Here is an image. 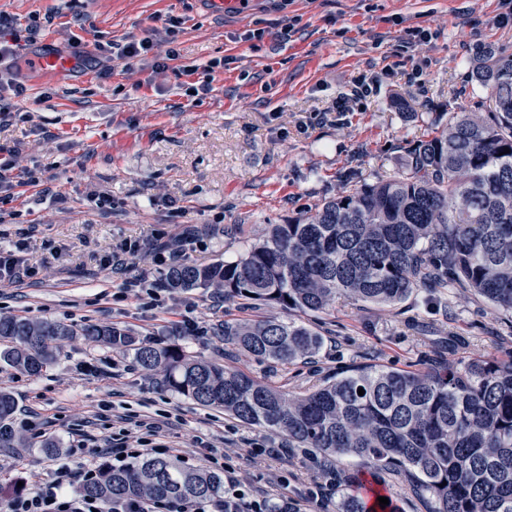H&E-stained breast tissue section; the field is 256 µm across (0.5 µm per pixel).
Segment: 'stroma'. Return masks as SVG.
<instances>
[{
    "instance_id": "35a3bbf8",
    "label": "stroma",
    "mask_w": 512,
    "mask_h": 512,
    "mask_svg": "<svg viewBox=\"0 0 512 512\" xmlns=\"http://www.w3.org/2000/svg\"><path fill=\"white\" fill-rule=\"evenodd\" d=\"M501 0H249L222 16L205 0H0L20 26L38 23L24 57L86 52L79 66L22 71L23 96L0 118V145L16 150L15 175L35 173L0 214V245L22 240L35 275L0 283V316L56 320L73 328L111 323L162 346L233 365L293 393L350 363L410 370L441 352L448 337L464 344L456 359L501 356L512 314L456 290L447 304L407 300L397 307L337 302L298 314L321 332L313 362L261 363L224 343V325L279 314L209 288L167 290L154 308L123 293V279L101 261L126 239L191 232L184 261L235 259L283 224L335 196L348 172L370 180L394 174L407 142L436 115L456 107L486 116L484 93L470 79L477 44L512 53V22ZM184 19L180 61L226 59L201 100L188 96L173 68L155 69L101 54L95 43L143 37L167 18ZM425 28L431 41L409 42ZM424 70L408 75L416 64ZM375 77L369 96L336 109L360 75ZM112 205L99 208L98 195ZM186 316L212 331L187 336ZM0 389L16 400L22 448H0V483L30 484L53 442L70 465L96 462L93 449L71 450L77 429L97 438L127 429L136 413L158 422L188 466L206 468V446L254 497L287 493L302 512H334L335 501H306L314 482L342 480L355 460L328 463L288 446L284 436L240 423L172 392L163 376L141 371L132 353L76 336L55 363L28 376L0 361Z\"/></svg>"
}]
</instances>
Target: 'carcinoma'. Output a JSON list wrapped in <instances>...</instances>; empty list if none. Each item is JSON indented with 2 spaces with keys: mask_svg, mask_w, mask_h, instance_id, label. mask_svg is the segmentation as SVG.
Wrapping results in <instances>:
<instances>
[{
  "mask_svg": "<svg viewBox=\"0 0 512 512\" xmlns=\"http://www.w3.org/2000/svg\"><path fill=\"white\" fill-rule=\"evenodd\" d=\"M472 82L489 115L450 112L406 150L387 179L345 182L314 212L272 224L266 238L232 261L169 267L175 290L215 288L226 298L319 313L338 300L394 307L460 288L512 313V54L476 46ZM510 152H504V149ZM80 334L130 350L142 371L175 393L244 423L288 437V447L354 458L372 473L406 478L431 512H512V351L395 370L349 365L291 394L182 348L160 347L110 324L77 333L48 319L0 316V360L38 376L61 344ZM224 343L257 360H313L319 333L288 318L224 323ZM365 394L358 395V389ZM16 403L0 391V448L19 439ZM81 491L110 501L148 497L192 503L224 495V474L144 456L123 468L99 465ZM336 512H398L368 506L354 482Z\"/></svg>",
  "mask_w": 512,
  "mask_h": 512,
  "instance_id": "obj_1",
  "label": "carcinoma"
}]
</instances>
